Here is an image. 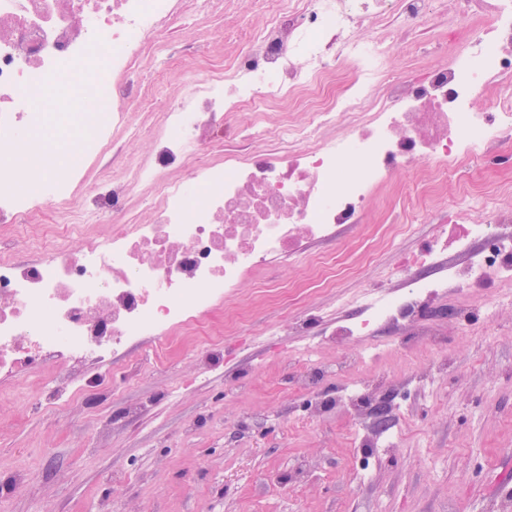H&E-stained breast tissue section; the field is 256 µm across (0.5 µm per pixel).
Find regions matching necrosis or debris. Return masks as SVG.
<instances>
[{"label":"necrosis or debris","instance_id":"obj_1","mask_svg":"<svg viewBox=\"0 0 512 512\" xmlns=\"http://www.w3.org/2000/svg\"><path fill=\"white\" fill-rule=\"evenodd\" d=\"M181 0H0V227L14 232L39 217V205L73 202L62 236L29 253L0 252V375L21 378L47 364L77 358L105 366L133 338L159 347L202 337L200 352L220 355V336L234 320L211 321L243 278L272 259L294 260L305 241L360 223L373 190L410 174L419 159L436 167L431 181L467 160L512 143V0H490L485 17L473 0H267L266 26L241 44L224 69L194 65L184 90L162 104L165 127L140 158L113 145L135 132L132 105L144 87L128 74L182 20ZM445 17L464 28L441 64L394 78L388 59L398 28ZM51 97L60 117L79 130L66 166L31 153L52 137L38 99ZM308 102L300 126L254 114L246 149L223 139L238 110L256 103ZM154 203L150 223L136 218L142 191ZM485 221H476V214ZM108 220L111 234L87 238L85 215ZM463 225L456 241L468 251L490 238L488 254L421 277L438 244L405 257L394 274L398 293L364 289L337 308L360 315L336 334L363 347L345 375L316 367V349L288 354L290 392L309 395L316 415L347 408L352 446L400 440L410 419L397 409L374 415L358 368L377 355H404V344L377 329L412 317L440 292L467 294L492 277L512 281V224L485 196L451 215Z\"/></svg>","mask_w":512,"mask_h":512}]
</instances>
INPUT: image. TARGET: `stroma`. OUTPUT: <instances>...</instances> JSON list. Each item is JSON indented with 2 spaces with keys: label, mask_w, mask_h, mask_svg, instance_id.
<instances>
[{
  "label": "stroma",
  "mask_w": 512,
  "mask_h": 512,
  "mask_svg": "<svg viewBox=\"0 0 512 512\" xmlns=\"http://www.w3.org/2000/svg\"><path fill=\"white\" fill-rule=\"evenodd\" d=\"M265 15L259 0H224L223 14L208 18L204 35L173 32L161 55L133 81H146L154 99L175 93L189 74L171 67L185 54L223 66L248 37L260 33ZM402 43L389 59L397 76L439 64L447 29H402ZM489 195L497 207L512 209V164L467 163L452 192L416 188L411 177H394L375 193L359 225L338 239L310 243L301 260L269 261L234 288L229 300L246 304L224 355L205 364L191 340L163 352L152 340L135 343L125 363L140 368L116 388L92 390L75 401L49 407L40 398L52 369L31 374L23 384L0 376V480L23 475L24 493L0 496V512H505L506 484L512 479V294L502 282L458 296L446 293L436 306L480 307L490 294L501 299L492 325L460 330L439 315L396 328L414 360L430 367L423 341L430 329L448 340V373L430 389L409 393L413 430L379 451L370 478H356L347 439L348 421L335 412L310 417L301 398L289 396L287 353L317 342L318 361L342 369L360 344L333 338L338 294L364 288L396 290L390 272L401 255L418 252L443 220L453 194ZM415 221L416 230L382 250L375 263L355 265L351 248L372 224ZM309 317L306 336L284 328ZM144 405L128 419L123 411ZM269 423L255 434L232 439L246 417ZM197 421L196 434L184 436Z\"/></svg>",
  "instance_id": "obj_1"
}]
</instances>
